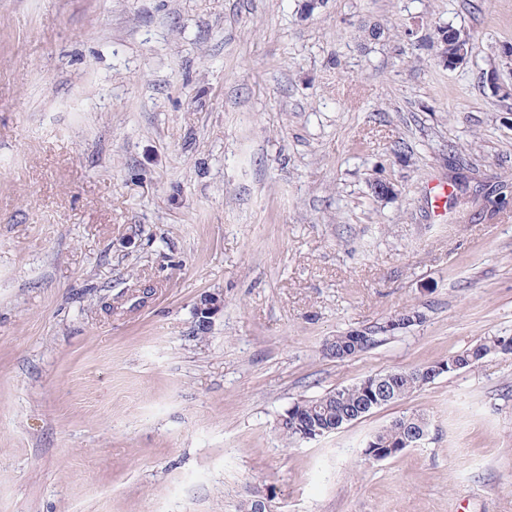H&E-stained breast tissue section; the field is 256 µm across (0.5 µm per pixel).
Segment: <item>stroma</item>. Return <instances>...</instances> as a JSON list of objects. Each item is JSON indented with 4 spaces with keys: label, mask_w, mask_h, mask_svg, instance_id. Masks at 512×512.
Here are the masks:
<instances>
[{
    "label": "stroma",
    "mask_w": 512,
    "mask_h": 512,
    "mask_svg": "<svg viewBox=\"0 0 512 512\" xmlns=\"http://www.w3.org/2000/svg\"><path fill=\"white\" fill-rule=\"evenodd\" d=\"M492 71L512 89V0H0V512H512V353L278 427L512 339ZM415 409L421 446L364 456ZM456 36H460V40L457 41V44H458V53H457V57H454L452 58L451 60L449 58H451L454 53H455V50H454V44L453 43H449V47H448V40H447V43L439 38V40H437V47H438V52H437V56L439 58V61L444 65V66H448V60L450 61H453V63H451V65H449L450 67L452 66H458V65H461L463 64L466 59H467V56H468V52H469V44H468V47H467V51L465 53V48H464V44H462V41L463 39L466 38V34L464 33H457L455 34ZM441 43L443 44V47H441ZM448 48V53L446 54L445 50ZM449 56V58H448ZM461 60V61H460ZM224 308L223 294L212 292L203 295L196 305L195 315L198 327L206 329L213 317ZM512 351V345L508 347V341L502 340L499 337H492L485 340L483 343L476 345L472 348H467L461 352H458L450 357L445 362L448 364V373L466 370L475 367L480 360H482L487 354L495 351ZM451 361L458 364L460 367L457 370L450 368ZM427 367L413 368L410 370H392L383 373L384 375H390L393 383L402 396L400 398H394L392 400H386L392 396H396V391L387 381L386 377L373 378L366 380L364 387L367 392L372 396L376 395L381 401L377 405V409L401 402L404 397L413 394L417 391L420 386L429 383L425 375L421 372ZM365 380V379H364ZM364 380L339 389H334L324 394L323 396L312 399L303 400L295 403L297 412L305 419L314 424L317 423L318 427L322 430L321 435H315V438L322 437L333 433V430L326 431V428L336 425V429L339 428V422L341 426L346 425L347 422L358 420L361 415L367 412V408L362 409L352 417H347L346 423H341L344 414H349L352 410H357L361 404L369 402L371 399L368 393L364 390Z\"/></svg>",
    "instance_id": "35a3bbf8"
}]
</instances>
